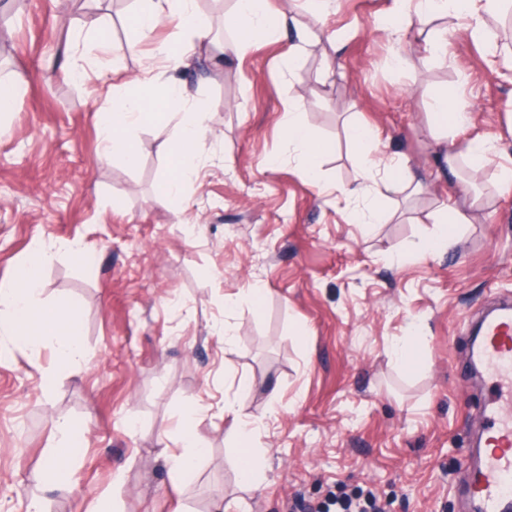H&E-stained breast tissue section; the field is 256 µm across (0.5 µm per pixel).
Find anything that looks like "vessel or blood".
Segmentation results:
<instances>
[{"label": "vessel or blood", "mask_w": 512, "mask_h": 512, "mask_svg": "<svg viewBox=\"0 0 512 512\" xmlns=\"http://www.w3.org/2000/svg\"><path fill=\"white\" fill-rule=\"evenodd\" d=\"M474 345L496 391L487 404L483 446L467 494L475 512H512V414L498 404L500 392L512 387V308L486 318Z\"/></svg>", "instance_id": "obj_1"}]
</instances>
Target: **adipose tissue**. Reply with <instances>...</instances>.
Segmentation results:
<instances>
[{
  "label": "adipose tissue",
  "mask_w": 512,
  "mask_h": 512,
  "mask_svg": "<svg viewBox=\"0 0 512 512\" xmlns=\"http://www.w3.org/2000/svg\"><path fill=\"white\" fill-rule=\"evenodd\" d=\"M503 0H393L390 14L397 18V26L390 33L402 38L409 30L419 29L432 16L454 19L460 29L471 36L483 38L488 34L482 17L497 15ZM139 7L133 17L135 38L129 41V50H136L138 40L148 37L163 23L176 24L187 30V39L160 47L163 60L160 70H147L146 84L159 90L157 105L166 119L177 120L175 138L176 151L172 157L173 175L164 184L160 196L167 199L181 194L184 184L193 180L200 159V145L207 126V115L196 109L187 88L178 82L175 74L185 67L195 52L198 41L208 36L206 25L196 10V0H138ZM436 119V143L440 145V157L449 171H456L460 159H468L474 168L485 167L494 155L492 144L481 137L472 139L465 149L445 144L443 133L449 126L470 122L472 113L465 99L448 100L439 97L433 105ZM145 114L140 90H132L117 100L111 108L97 115L100 137L104 151L122 155L127 161H134L133 147L127 132ZM284 134L290 145L305 164V174L317 178V159L324 146L316 142L308 126L295 117L283 124ZM376 159H367L356 185L346 188L351 198L369 197L385 191H418L423 176L408 161L402 160L383 167V174H376ZM56 256L53 249L38 250L18 269L10 283L0 285V334L26 343L34 337H57V358L60 364L78 366L88 359L87 350L81 340V327L69 305L44 307L39 303V274ZM234 418L239 427L240 453L237 470L241 481L257 486L262 482L259 456L251 448L252 422L242 411H235ZM57 444L53 455L42 468L40 481L46 489L57 488L65 473L73 447L82 433L81 425L70 419L58 420L56 425ZM181 446L175 454L171 468L173 482L189 481L195 473L196 464L205 453V448L190 424H183L180 430Z\"/></svg>",
  "instance_id": "adipose-tissue-1"
}]
</instances>
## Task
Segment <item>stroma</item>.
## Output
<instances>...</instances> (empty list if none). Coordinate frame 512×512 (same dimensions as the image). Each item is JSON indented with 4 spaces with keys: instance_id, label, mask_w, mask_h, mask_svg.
<instances>
[{
    "instance_id": "1",
    "label": "stroma",
    "mask_w": 512,
    "mask_h": 512,
    "mask_svg": "<svg viewBox=\"0 0 512 512\" xmlns=\"http://www.w3.org/2000/svg\"><path fill=\"white\" fill-rule=\"evenodd\" d=\"M391 4L334 0L317 19L307 0H269L270 16L288 10L324 32L291 60L290 31L220 53L236 39L225 27L233 0H196L215 41L199 43L177 78L208 131L197 179L163 205L174 126L138 123L128 132L138 164L101 162L94 114L123 94V79L160 66L177 29L161 24L131 54L136 0H25L0 15V79L16 92L0 115V283L40 246L77 240L90 254L60 255L39 284L45 304H77L86 364L60 366L51 342L0 340V512H25L33 495L46 512H290L298 500L330 512L369 489L391 512H469L461 487L489 389L467 323L512 294V189L496 186L512 167V29L488 19L487 42L435 17L427 34H448L436 53L378 27ZM99 34L106 49L92 44ZM399 54L406 64L395 65ZM442 94L473 112L450 140L498 144L459 181L439 169L430 135ZM295 97L332 146L318 186L282 133ZM353 123L376 132L375 157L409 159L426 176L421 192L381 200L394 217L368 232L336 190L363 161L347 137ZM461 187L482 208L456 247L418 255ZM255 285L256 306L244 298ZM405 340L414 361L399 365L389 350ZM238 397L261 450L264 482L250 491L224 414ZM198 400L207 453L177 486L166 451ZM61 418L83 423L82 443L67 482L46 491L37 478Z\"/></svg>"
}]
</instances>
